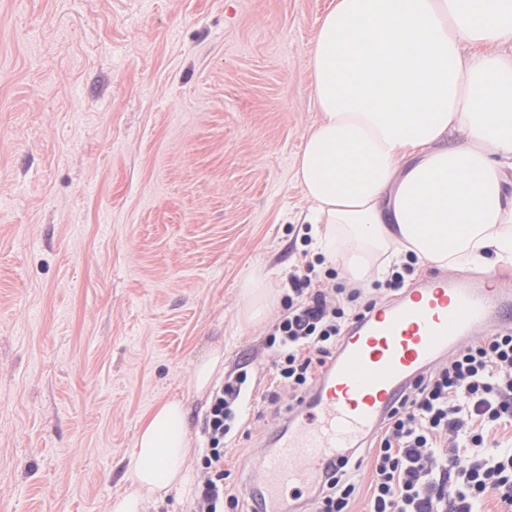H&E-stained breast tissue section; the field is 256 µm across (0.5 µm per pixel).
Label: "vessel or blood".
I'll return each mask as SVG.
<instances>
[{"label":"vessel or blood","instance_id":"1","mask_svg":"<svg viewBox=\"0 0 512 512\" xmlns=\"http://www.w3.org/2000/svg\"><path fill=\"white\" fill-rule=\"evenodd\" d=\"M510 327L512 286L457 276L417 283L355 322L310 397L276 429L277 450L254 459L246 492L258 512H302L298 485L318 486L363 447L422 372L465 340Z\"/></svg>","mask_w":512,"mask_h":512}]
</instances>
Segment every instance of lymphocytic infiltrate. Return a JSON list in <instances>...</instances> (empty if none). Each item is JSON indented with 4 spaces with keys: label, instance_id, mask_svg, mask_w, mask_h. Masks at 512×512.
Listing matches in <instances>:
<instances>
[{
    "label": "lymphocytic infiltrate",
    "instance_id": "lymphocytic-infiltrate-1",
    "mask_svg": "<svg viewBox=\"0 0 512 512\" xmlns=\"http://www.w3.org/2000/svg\"><path fill=\"white\" fill-rule=\"evenodd\" d=\"M315 260L288 271L283 311L266 338L281 385L300 406L323 375L345 330L379 301L402 290L413 260L395 266L370 289L319 286ZM251 373L238 366L224 375L203 420L207 447L191 512H224L235 503L224 492V444L239 430ZM512 424V330L461 346L434 365L406 394L373 442L367 512H478L488 493L512 512V448L500 447L491 427ZM359 457L327 473L313 493L314 512H350L359 486Z\"/></svg>",
    "mask_w": 512,
    "mask_h": 512
}]
</instances>
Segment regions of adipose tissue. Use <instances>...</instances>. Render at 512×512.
<instances>
[{
  "instance_id": "1",
  "label": "adipose tissue",
  "mask_w": 512,
  "mask_h": 512,
  "mask_svg": "<svg viewBox=\"0 0 512 512\" xmlns=\"http://www.w3.org/2000/svg\"><path fill=\"white\" fill-rule=\"evenodd\" d=\"M512 0H334L311 50L318 121L295 164L318 225L312 250L371 286L418 265L512 266ZM182 400L136 438L133 491L147 512L185 485L195 450Z\"/></svg>"
}]
</instances>
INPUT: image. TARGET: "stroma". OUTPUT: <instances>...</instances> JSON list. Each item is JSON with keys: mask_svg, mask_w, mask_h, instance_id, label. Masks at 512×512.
Here are the masks:
<instances>
[{"mask_svg": "<svg viewBox=\"0 0 512 512\" xmlns=\"http://www.w3.org/2000/svg\"><path fill=\"white\" fill-rule=\"evenodd\" d=\"M331 0H0V512H109L138 431L213 346L249 364L224 457L284 416L266 337L303 248L295 162ZM275 301L244 323L241 285ZM269 293L266 276L264 274L253 276L245 283L242 288V294L249 301V306L244 312L246 318H254V313L252 312L253 304L267 298Z\"/></svg>", "mask_w": 512, "mask_h": 512, "instance_id": "stroma-1", "label": "stroma"}]
</instances>
